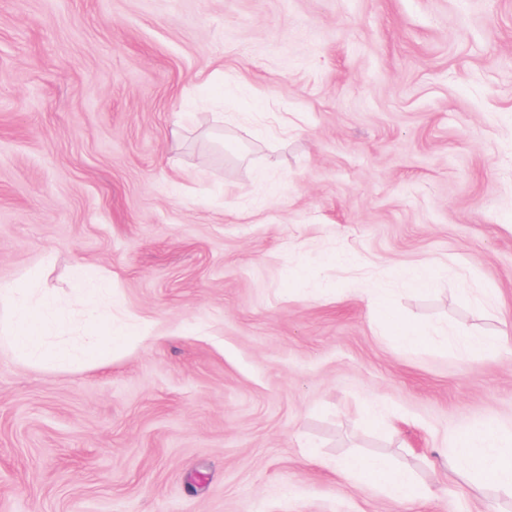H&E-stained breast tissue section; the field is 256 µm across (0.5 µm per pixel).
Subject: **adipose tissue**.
Listing matches in <instances>:
<instances>
[{
    "instance_id": "adipose-tissue-1",
    "label": "adipose tissue",
    "mask_w": 512,
    "mask_h": 512,
    "mask_svg": "<svg viewBox=\"0 0 512 512\" xmlns=\"http://www.w3.org/2000/svg\"><path fill=\"white\" fill-rule=\"evenodd\" d=\"M30 291L31 286L26 281L0 282V299L9 301L12 307L10 337L16 351L39 361L69 363L74 357L72 349L47 340L53 328L55 302L46 298L32 300ZM454 459L459 469L470 476L472 483H480L483 477L491 475L500 484L512 486V444L501 434L488 430L472 432L464 443L455 448ZM339 471L346 477L361 472L365 479L383 484L392 497L401 500L407 498L413 486L409 474L392 471L382 460L365 465L346 461L340 464Z\"/></svg>"
}]
</instances>
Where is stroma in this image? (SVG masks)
<instances>
[{
	"mask_svg": "<svg viewBox=\"0 0 512 512\" xmlns=\"http://www.w3.org/2000/svg\"><path fill=\"white\" fill-rule=\"evenodd\" d=\"M81 271L137 327L0 340V512H512V0H0V280L75 343ZM30 283L1 281L0 299L11 303L10 337L16 351L24 357L56 364H67L74 352L67 345L50 343L48 333L53 329L57 304L45 297L33 301ZM512 443L501 434L488 430L472 432L464 443L454 448L459 469L471 478L474 485L490 474L503 485L512 486ZM338 470L344 477H350L356 470H362L365 479L382 483L393 498L405 500L412 490L413 480L404 472H394L383 460L373 461L368 464H360L355 461H345L338 466Z\"/></svg>",
	"mask_w": 512,
	"mask_h": 512,
	"instance_id": "35a3bbf8",
	"label": "stroma"
}]
</instances>
